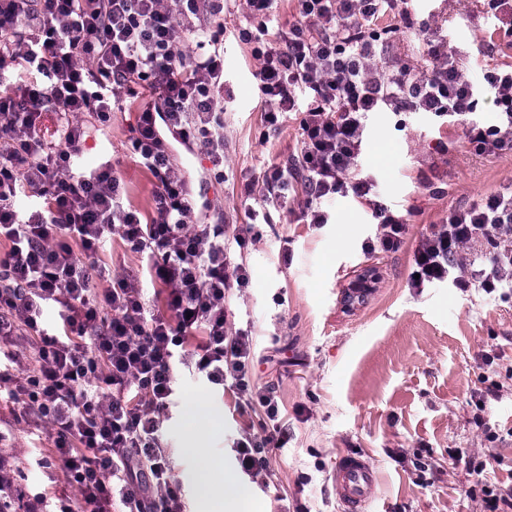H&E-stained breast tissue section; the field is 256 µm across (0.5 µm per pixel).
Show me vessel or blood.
<instances>
[{
    "instance_id": "b4317fda",
    "label": "vessel or blood",
    "mask_w": 512,
    "mask_h": 512,
    "mask_svg": "<svg viewBox=\"0 0 512 512\" xmlns=\"http://www.w3.org/2000/svg\"><path fill=\"white\" fill-rule=\"evenodd\" d=\"M341 512H366L375 486L373 463L360 455L341 456L332 471Z\"/></svg>"
}]
</instances>
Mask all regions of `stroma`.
I'll return each instance as SVG.
<instances>
[{"mask_svg":"<svg viewBox=\"0 0 512 512\" xmlns=\"http://www.w3.org/2000/svg\"><path fill=\"white\" fill-rule=\"evenodd\" d=\"M412 18L446 27L451 45L467 52L472 75L481 67L512 63L505 33L512 7L491 0H409ZM243 0L224 4V183L208 198L226 224L247 221L240 197L245 181H260L268 165L297 151L298 114L284 115L278 130L263 122L264 100L252 76L257 66L243 30H254ZM88 150L82 162L111 160L112 173L130 201L149 209L154 178L127 150L132 111H116L110 125L85 115ZM439 126L415 112L370 116L362 156L376 176L384 201L398 205L411 238L430 232L449 209L512 182V153L479 156L463 126L452 128L448 148L436 147ZM262 237L245 254L250 285L234 298L236 326L256 336L255 383L274 386L288 416L291 439L274 451L266 481L249 480L235 460L242 419L231 391L209 386L193 370L176 372V395L163 438L187 512H196L192 480L197 460L184 454L188 402L204 397L221 416L210 439L240 482L249 483L258 512H279L281 498L304 512H339L331 470L338 455L358 453L377 468L369 512H485L473 492L471 459L502 458L493 477L512 485V303L464 293L444 282L416 290L408 285L413 249L391 255L364 253L373 237L370 214L341 199L328 224L296 223L271 209ZM291 264H284L281 242ZM380 280L364 300L346 305L349 282L369 269ZM8 427L0 452L13 456L30 492L58 495L66 489L56 467H38L49 456L52 435L37 418L17 423L0 406Z\"/></svg>","mask_w":512,"mask_h":512,"instance_id":"1","label":"stroma"}]
</instances>
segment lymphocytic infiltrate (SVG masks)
Returning <instances> with one entry per match:
<instances>
[{"label": "lymphocytic infiltrate", "instance_id": "lymphocytic-infiltrate-1", "mask_svg": "<svg viewBox=\"0 0 512 512\" xmlns=\"http://www.w3.org/2000/svg\"><path fill=\"white\" fill-rule=\"evenodd\" d=\"M300 22L271 26L272 0H245L257 18L254 73L278 126L302 111L299 150L271 166L246 196L287 208L300 187L298 219L327 223V206L349 198L370 212L377 232L365 253H396L409 226L380 200L377 180L359 164L373 112H425L468 122L480 155L512 153V64L471 78L456 51L425 38L421 72L379 70L386 34L408 22L401 0H296ZM224 0H0V70L24 80L0 82V402L15 420L36 416L52 431V460L73 496L31 495L0 455V503L12 512H185L160 431L175 394L174 368L193 367L208 384L230 390L244 423L235 442L241 471L258 479L273 451L288 443V421L276 390L249 374L251 330L232 329L227 303L250 273L232 246L255 241L252 225L228 228L194 192L177 152L207 156L223 182ZM197 34L191 51L185 33ZM148 93L130 138V152L156 179L147 217L123 204L111 163L86 169L77 161L88 138L82 120L112 119L124 97ZM498 121L472 122L482 101ZM60 113L58 142L40 130L43 113ZM33 191L36 210H22ZM144 255L146 276H113L97 293L92 257L112 238ZM420 289L445 281L512 302V184L449 212L414 248ZM161 285L164 309L145 300V283ZM58 311L60 328L44 320ZM36 340L32 364H21L15 337ZM469 470L487 512H512V487L492 481L486 462ZM79 509H72L71 499Z\"/></svg>", "mask_w": 512, "mask_h": 512}]
</instances>
